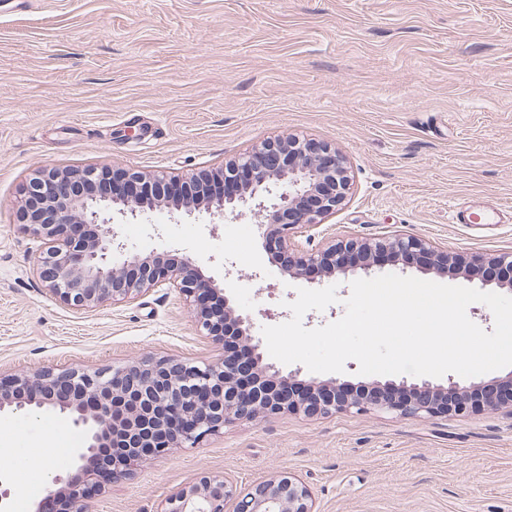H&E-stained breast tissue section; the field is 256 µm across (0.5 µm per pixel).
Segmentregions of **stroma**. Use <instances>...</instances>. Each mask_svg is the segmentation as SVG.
Listing matches in <instances>:
<instances>
[{
    "mask_svg": "<svg viewBox=\"0 0 512 512\" xmlns=\"http://www.w3.org/2000/svg\"><path fill=\"white\" fill-rule=\"evenodd\" d=\"M335 145L353 176L329 235L412 233L485 259L512 251V0H0V372L112 369L147 355L220 358L174 291L91 309L55 301L17 227L40 168L122 167L181 176L268 137ZM497 221L456 224L453 212ZM128 251L191 256L251 315L290 319L298 288L338 286L308 311L340 319L363 275L418 276L382 261L329 279L282 276L252 216L116 218ZM10 503L31 506L74 466L84 431L53 412L0 416ZM239 488L287 471L316 512H512V409L467 417L279 416L226 425L195 448L92 490L86 512H159L201 472Z\"/></svg>",
    "mask_w": 512,
    "mask_h": 512,
    "instance_id": "35a3bbf8",
    "label": "stroma"
}]
</instances>
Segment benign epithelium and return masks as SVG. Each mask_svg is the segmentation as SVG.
I'll list each match as a JSON object with an SVG mask.
<instances>
[{
  "mask_svg": "<svg viewBox=\"0 0 512 512\" xmlns=\"http://www.w3.org/2000/svg\"><path fill=\"white\" fill-rule=\"evenodd\" d=\"M278 188L274 202L253 201ZM352 176L336 147L310 139L265 140L224 166L181 177L144 175L123 168L43 169L23 188L19 221L43 248L36 271L48 292L63 304L93 308L110 300L131 303L156 288L175 291L192 309L202 335L224 354L196 365L172 358L144 357L112 370L66 368L58 372L0 375V415L26 407L58 411L84 429L74 475H56L33 512H83L91 487L127 478L142 464L175 448L193 446L235 420L255 421L280 414L328 415L371 411L400 417L464 415L512 406V375L500 385L462 387L430 380L379 382L348 396L333 380H311L298 393L289 376L267 362L262 340L253 335L249 314L205 277L195 261L176 262L157 251L131 253L110 261L123 248L112 231L113 216L132 217L164 210L222 218L249 211L262 249L281 273L296 278L309 269L332 278L350 268L372 267L379 259H417L420 269L457 275L466 258L409 234L348 237L326 248L314 245L327 232L322 221L341 209L351 194ZM92 226L90 236L82 229ZM493 272L483 285L512 291V252L487 261ZM103 476L102 449L118 447ZM160 512H316L308 485L289 473L241 491L226 475L205 473L165 502Z\"/></svg>",
  "mask_w": 512,
  "mask_h": 512,
  "instance_id": "obj_1",
  "label": "benign epithelium"
}]
</instances>
